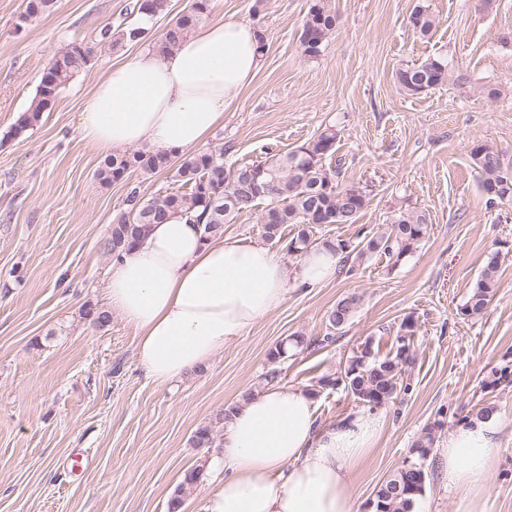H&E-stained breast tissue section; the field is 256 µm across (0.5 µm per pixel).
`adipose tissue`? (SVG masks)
I'll return each instance as SVG.
<instances>
[{
  "mask_svg": "<svg viewBox=\"0 0 512 512\" xmlns=\"http://www.w3.org/2000/svg\"><path fill=\"white\" fill-rule=\"evenodd\" d=\"M261 64L257 32L242 21L200 24L172 51L152 47L110 67L88 98L82 140L108 153L146 147L177 156L204 145ZM174 217L112 260L105 293L139 333L136 357L167 385L278 309L289 283L315 288L335 278L341 258L314 250L288 269L276 252L219 237ZM383 417L365 410L325 427L312 396L269 386L241 403L219 452L204 463L213 488L203 512H355L350 478L373 452ZM502 422L453 428L443 452L455 512H491L489 479L502 452Z\"/></svg>",
  "mask_w": 512,
  "mask_h": 512,
  "instance_id": "1",
  "label": "adipose tissue"
}]
</instances>
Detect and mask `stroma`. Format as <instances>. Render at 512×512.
<instances>
[{
  "instance_id": "stroma-1",
  "label": "stroma",
  "mask_w": 512,
  "mask_h": 512,
  "mask_svg": "<svg viewBox=\"0 0 512 512\" xmlns=\"http://www.w3.org/2000/svg\"><path fill=\"white\" fill-rule=\"evenodd\" d=\"M130 2L57 0L23 26V0H0V512H168L183 472L209 454L193 446L194 432L210 425L223 437L217 414L266 387L279 342L306 338L275 382L312 395L324 426L362 407L321 378L340 376L366 340L387 354L409 316L417 323L410 388L382 407L379 442L352 475L357 512H370L376 488L411 459L428 427L434 442L417 512H454L441 450L449 431L485 406L504 424L492 512H512V200L488 204L468 157L489 143L512 167V0H264L259 8L210 0L206 20L249 23L265 48L207 150H223L228 168L256 164L336 127L340 180L366 190L368 204L356 223L322 225L316 238L355 242L411 211L425 212L431 229L398 266L374 257L320 287L289 289L280 308L164 386L141 369L138 332L119 313L104 327L82 315L108 307L102 244L128 187L148 198L175 187L169 173L138 168L101 183L104 155L78 134L95 81L137 45L98 50L34 130L9 135L51 58L124 23ZM316 3L335 14L336 28L309 56L300 34ZM419 5L439 21L425 38L409 22ZM433 56L452 60L469 87L403 94L395 72ZM486 86L500 96L481 95ZM493 251L502 258L493 300L482 316L464 318L458 309ZM348 293L361 305L330 332L327 313ZM80 449L90 464L75 472L69 459Z\"/></svg>"
}]
</instances>
